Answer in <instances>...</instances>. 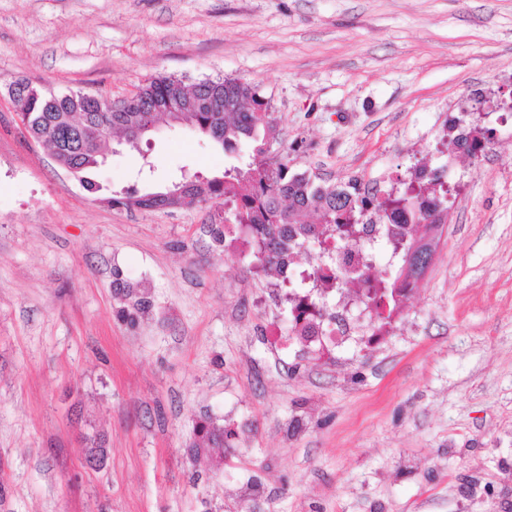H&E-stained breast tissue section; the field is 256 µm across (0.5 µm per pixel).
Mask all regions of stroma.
<instances>
[{
	"mask_svg": "<svg viewBox=\"0 0 512 512\" xmlns=\"http://www.w3.org/2000/svg\"><path fill=\"white\" fill-rule=\"evenodd\" d=\"M161 75L254 82L290 167L331 183L447 165L462 191L385 335L317 357L212 207L107 204L223 173L208 138L160 128L84 184L7 93ZM510 89L512 0H0V512H512ZM468 109L474 160L444 152ZM116 267L152 300L133 325ZM204 421L234 436L194 457Z\"/></svg>",
	"mask_w": 512,
	"mask_h": 512,
	"instance_id": "obj_1",
	"label": "stroma"
}]
</instances>
